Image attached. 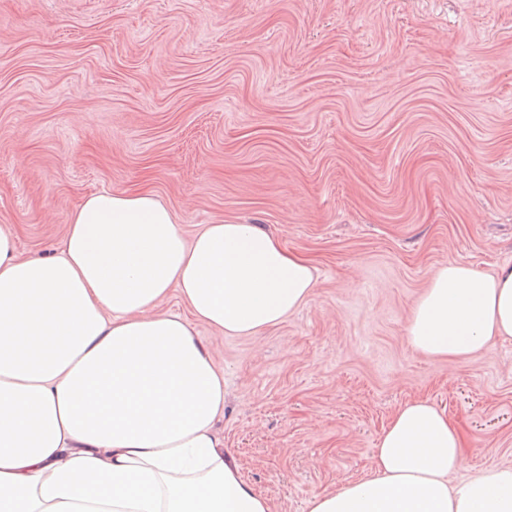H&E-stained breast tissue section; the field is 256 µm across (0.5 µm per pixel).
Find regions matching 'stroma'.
Wrapping results in <instances>:
<instances>
[{"mask_svg": "<svg viewBox=\"0 0 512 512\" xmlns=\"http://www.w3.org/2000/svg\"><path fill=\"white\" fill-rule=\"evenodd\" d=\"M101 191L311 262L276 326L193 325L271 512L365 477L414 399L470 450L450 482L512 466V339L433 360L406 335L441 266L512 265V0H0V225L53 254Z\"/></svg>", "mask_w": 512, "mask_h": 512, "instance_id": "35a3bbf8", "label": "stroma"}]
</instances>
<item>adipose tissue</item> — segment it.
I'll list each match as a JSON object with an SVG mask.
<instances>
[{
  "label": "adipose tissue",
  "mask_w": 512,
  "mask_h": 512,
  "mask_svg": "<svg viewBox=\"0 0 512 512\" xmlns=\"http://www.w3.org/2000/svg\"><path fill=\"white\" fill-rule=\"evenodd\" d=\"M313 286L309 262L257 225L189 239L149 192L91 194L50 257H23L0 227V512H270L224 452V374L192 324L252 335ZM174 293L187 316L160 310ZM407 336L433 359L512 338V266L441 267ZM463 464L446 413L416 400L370 475L310 512H512V467L450 484Z\"/></svg>",
  "instance_id": "obj_1"
}]
</instances>
